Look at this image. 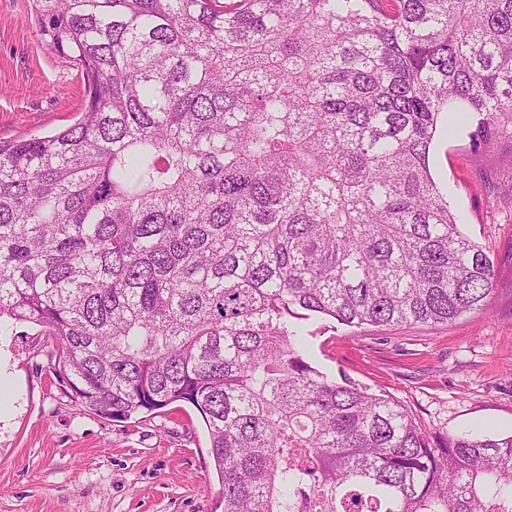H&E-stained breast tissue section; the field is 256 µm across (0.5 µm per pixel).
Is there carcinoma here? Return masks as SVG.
I'll list each match as a JSON object with an SVG mask.
<instances>
[{
	"label": "carcinoma",
	"mask_w": 512,
	"mask_h": 512,
	"mask_svg": "<svg viewBox=\"0 0 512 512\" xmlns=\"http://www.w3.org/2000/svg\"><path fill=\"white\" fill-rule=\"evenodd\" d=\"M32 2L85 102L0 143V319L46 328L79 406H193L222 512H512V434L432 436L303 326L488 308L429 153L512 126V0Z\"/></svg>",
	"instance_id": "obj_1"
}]
</instances>
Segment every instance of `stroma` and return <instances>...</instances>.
I'll return each instance as SVG.
<instances>
[{"label":"stroma","mask_w":512,"mask_h":512,"mask_svg":"<svg viewBox=\"0 0 512 512\" xmlns=\"http://www.w3.org/2000/svg\"><path fill=\"white\" fill-rule=\"evenodd\" d=\"M84 77L42 43L32 0H0V141L75 123ZM432 175L489 253L488 309L448 324L349 328L311 318L322 372L399 401L439 436L512 433V132L474 145L436 138ZM45 328L0 322V512H211L221 487L197 410L180 404L125 427L80 410L53 370Z\"/></svg>","instance_id":"1"}]
</instances>
